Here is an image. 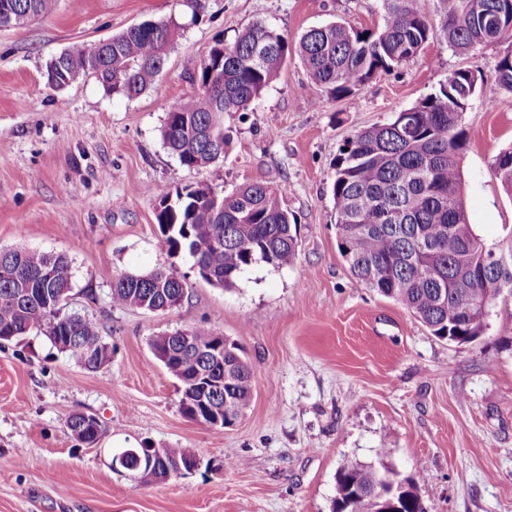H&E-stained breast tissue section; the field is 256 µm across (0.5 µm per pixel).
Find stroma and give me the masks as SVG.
Listing matches in <instances>:
<instances>
[{
  "mask_svg": "<svg viewBox=\"0 0 512 512\" xmlns=\"http://www.w3.org/2000/svg\"><path fill=\"white\" fill-rule=\"evenodd\" d=\"M174 20L164 69L138 98L88 79L63 90L48 60L145 20ZM297 42L310 28L383 22L381 0H56L52 12L0 28V251L66 255V314L98 323L110 365L91 372L42 335L0 348V512H331L336 472L377 462L418 485L424 512H512V303L494 308L472 342L439 339L396 301L358 282L342 259L333 164L359 129L389 122L459 69L476 77L462 114L467 216L494 240L512 227V196L493 168L512 147V95L495 79L506 48L467 52L440 37L355 94L329 99L289 55L258 103L260 123L224 115V159L190 169L165 146L168 112L195 94L216 41L255 21ZM251 181L288 188L297 259L258 264L225 290L201 280L185 253L159 242L160 198L190 184L232 190ZM174 268L182 304L119 307L122 273ZM195 325L235 341L254 372L245 417L230 428L187 419L182 386L155 358V336ZM95 416L101 440L68 429ZM184 448L198 470L135 485L107 465L105 439ZM68 428L85 443L92 445L96 441L97 429L88 420L87 415L74 414L67 421Z\"/></svg>",
  "mask_w": 512,
  "mask_h": 512,
  "instance_id": "1",
  "label": "stroma"
}]
</instances>
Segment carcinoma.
I'll list each match as a JSON object with an SVG mask.
<instances>
[{"label":"carcinoma","instance_id":"obj_1","mask_svg":"<svg viewBox=\"0 0 512 512\" xmlns=\"http://www.w3.org/2000/svg\"><path fill=\"white\" fill-rule=\"evenodd\" d=\"M55 0H0V27L18 26L45 16ZM383 23L355 29L332 22L302 35L295 53L309 78L335 99L352 95L379 72L414 57L431 35L430 8L442 18L441 34L456 51L504 44L509 51L496 67V80L512 94V0H382ZM176 34L171 20L144 21L104 41L61 52L46 64L50 86L65 88L94 78L109 92L134 99L161 72ZM283 35L255 22L230 44L219 40L196 72L199 92L180 102L166 118L162 138L189 169L224 157L231 135L224 113H261L257 102L278 79L287 59ZM476 91L467 70H457L438 90L402 110L387 123L359 130L344 143L331 182L340 254L359 282L392 298L433 335L471 342L485 331L494 306L512 300V228L487 242L469 224L462 197L461 157L469 132L461 115ZM494 170L512 195V147L499 152ZM286 188L262 182L242 184L212 197L209 186L176 191L159 201L156 221L169 254H188L212 275V286L229 289L252 265L292 264L297 255L296 220L285 205ZM186 278L169 268L120 275L112 303L151 310L165 300L179 301ZM71 292L66 256L21 249L0 252V340L32 333L45 336L85 369L96 371L112 360L98 324L63 315ZM193 351L177 354L180 332L153 338L151 348L175 352L163 363L181 383V402L206 396L224 406L220 383L232 381L233 402L224 420L242 419L250 406L253 370L237 343L224 341V359L207 358L216 334L192 326ZM68 428L85 443L97 429L84 414ZM185 448H157L159 470L183 461ZM394 470L380 462H349L336 472L332 512H382L381 492ZM424 476L404 477L398 494L403 512H423L417 485Z\"/></svg>","mask_w":512,"mask_h":512}]
</instances>
